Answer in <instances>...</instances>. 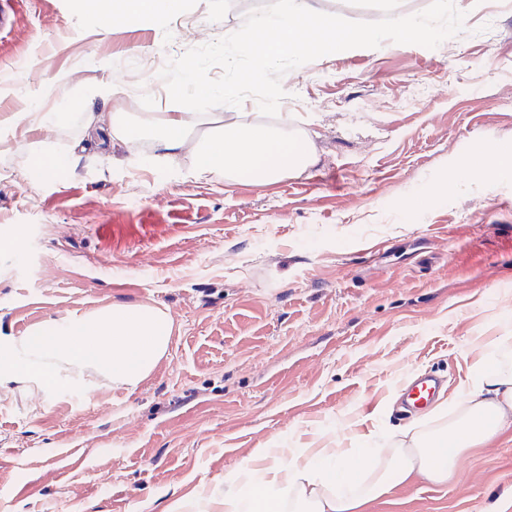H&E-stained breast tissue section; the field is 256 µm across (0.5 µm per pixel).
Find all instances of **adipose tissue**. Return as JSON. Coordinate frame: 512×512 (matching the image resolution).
<instances>
[{
	"label": "adipose tissue",
	"mask_w": 512,
	"mask_h": 512,
	"mask_svg": "<svg viewBox=\"0 0 512 512\" xmlns=\"http://www.w3.org/2000/svg\"><path fill=\"white\" fill-rule=\"evenodd\" d=\"M177 5L178 0H84L86 9L109 22L119 16L163 18ZM196 120L213 123L214 129L193 142L189 128ZM77 121L90 137L107 129L128 140L142 134L119 112H82ZM152 126L156 151L171 154L192 145L198 175L220 172L229 184L245 179L265 185L313 162L308 139L291 134L284 116L274 123L228 122L220 113L172 112ZM499 354V361H479L456 411L438 413L435 424L415 428L393 447L370 455L353 448L254 449L242 467L239 490L224 495V512H363L393 485L448 482L470 449L512 431V348H500Z\"/></svg>",
	"instance_id": "obj_1"
}]
</instances>
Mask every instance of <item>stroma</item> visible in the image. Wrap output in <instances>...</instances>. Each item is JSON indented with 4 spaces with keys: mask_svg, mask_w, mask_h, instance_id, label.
I'll return each mask as SVG.
<instances>
[{
    "mask_svg": "<svg viewBox=\"0 0 512 512\" xmlns=\"http://www.w3.org/2000/svg\"><path fill=\"white\" fill-rule=\"evenodd\" d=\"M437 48L384 42L286 73L280 112L315 161L268 185L197 176L72 113L149 125L179 111L145 55L239 30L240 0H183L110 26L80 0H0V343L122 305L159 309L171 344L137 387L94 373L50 396L0 386V512H222L257 448H385L401 382L438 374L456 404L512 336V0H454ZM418 103L397 107L410 84ZM110 85L105 100L93 97ZM38 107H31V100ZM57 113L58 125L41 121ZM60 159L33 180L31 155ZM83 448L84 458L67 455ZM512 512V432L445 484L394 486L366 512ZM479 161L484 167L485 174L492 175L501 166H511L512 155L493 146H485L479 154Z\"/></svg>",
    "mask_w": 512,
    "mask_h": 512,
    "instance_id": "stroma-1",
    "label": "stroma"
}]
</instances>
